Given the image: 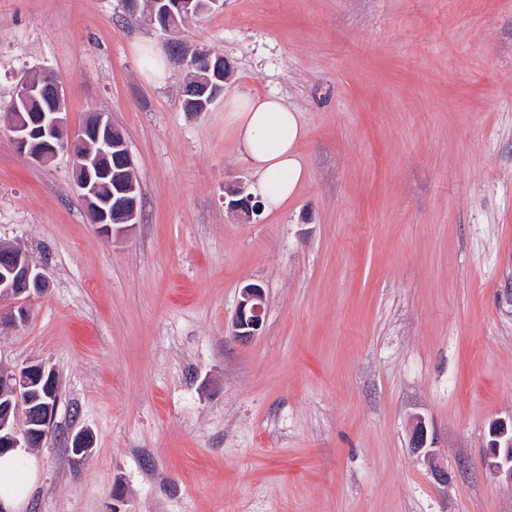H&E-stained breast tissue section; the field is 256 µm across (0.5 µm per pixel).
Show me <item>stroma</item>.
<instances>
[{
  "instance_id": "35a3bbf8",
  "label": "stroma",
  "mask_w": 512,
  "mask_h": 512,
  "mask_svg": "<svg viewBox=\"0 0 512 512\" xmlns=\"http://www.w3.org/2000/svg\"><path fill=\"white\" fill-rule=\"evenodd\" d=\"M179 38L229 62L225 95L299 112L307 176L280 212L226 209L252 174L224 103L183 111L177 64L150 77L147 11L0 0V245L48 280L0 370L58 378L21 512H512L485 464L512 417V0H220ZM44 69L70 128L123 130L139 223L103 233L68 155L11 143ZM249 283L265 322L241 341ZM418 420L432 457L408 447ZM240 300L233 322V335L240 340L257 336L264 324L265 292L255 283L241 289Z\"/></svg>"
}]
</instances>
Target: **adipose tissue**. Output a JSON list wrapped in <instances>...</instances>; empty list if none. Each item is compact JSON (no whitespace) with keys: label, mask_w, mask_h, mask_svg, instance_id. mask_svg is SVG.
Wrapping results in <instances>:
<instances>
[{"label":"adipose tissue","mask_w":512,"mask_h":512,"mask_svg":"<svg viewBox=\"0 0 512 512\" xmlns=\"http://www.w3.org/2000/svg\"><path fill=\"white\" fill-rule=\"evenodd\" d=\"M224 121L241 158L253 172L249 193L262 212L280 209L306 177L298 146L306 130L299 113L274 95L232 97ZM36 481L17 453L0 456V512H15Z\"/></svg>","instance_id":"ef3b65f1"}]
</instances>
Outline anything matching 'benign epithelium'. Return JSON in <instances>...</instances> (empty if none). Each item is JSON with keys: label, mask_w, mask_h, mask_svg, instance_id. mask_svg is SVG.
<instances>
[{"label": "benign epithelium", "mask_w": 512, "mask_h": 512, "mask_svg": "<svg viewBox=\"0 0 512 512\" xmlns=\"http://www.w3.org/2000/svg\"><path fill=\"white\" fill-rule=\"evenodd\" d=\"M219 4V0H151L161 31L173 33L180 21ZM172 59L199 74L187 82L181 92V106L188 112H205L222 93L228 64L222 56L206 51L185 53L172 50ZM48 107L23 113L40 100ZM67 109L62 83L50 71L22 82L15 92L10 140L15 148L32 160L47 164L59 153L75 162L74 186L83 201L90 223L105 228L114 224H136L140 215L139 197L132 177L133 163L125 137L112 123L107 112H90L82 128L66 134ZM111 191L101 193L103 183ZM224 205L231 211L256 209L252 199L239 188L225 191ZM46 277L29 256L19 248L0 247V299L19 303L16 308L0 309V332L26 321L27 311L20 305L44 291ZM265 292L255 283L241 289L233 322V335L241 340L258 335L264 324ZM8 398L0 401V453L16 448H36L49 433L52 405H37L57 397V377L53 369L40 361H30L9 374L5 380ZM491 442L485 454L486 465L512 482V418L497 420L490 427ZM409 447L415 454L429 453L427 428L419 421L412 426Z\"/></svg>", "instance_id": "benign-epithelium-1"}]
</instances>
